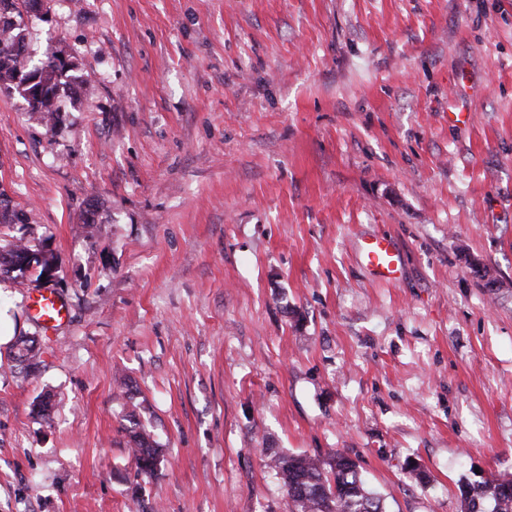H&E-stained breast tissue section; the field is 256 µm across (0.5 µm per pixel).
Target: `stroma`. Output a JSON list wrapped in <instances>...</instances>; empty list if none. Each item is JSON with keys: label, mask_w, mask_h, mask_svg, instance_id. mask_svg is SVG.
<instances>
[{"label": "stroma", "mask_w": 512, "mask_h": 512, "mask_svg": "<svg viewBox=\"0 0 512 512\" xmlns=\"http://www.w3.org/2000/svg\"><path fill=\"white\" fill-rule=\"evenodd\" d=\"M21 27L73 70L50 126L0 86V246L56 265L0 297L33 347L0 345V512H287L271 449L344 452L388 512L512 475V0H43ZM361 259L380 280L396 279L401 268V255L395 241L387 236H375L363 241ZM30 312L45 327L53 328L69 319L70 311L52 288H44L31 302ZM129 437L134 448L138 473L144 475L152 473L163 460L160 446L144 428L130 430Z\"/></svg>", "instance_id": "1"}]
</instances>
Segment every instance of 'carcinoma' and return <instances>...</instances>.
I'll return each instance as SVG.
<instances>
[{"label": "carcinoma", "instance_id": "1", "mask_svg": "<svg viewBox=\"0 0 512 512\" xmlns=\"http://www.w3.org/2000/svg\"><path fill=\"white\" fill-rule=\"evenodd\" d=\"M20 2L27 0H0V81L14 83L12 89L22 97L30 90L27 81H36L38 93L27 100L28 109L50 126L56 115L53 100L69 79L68 66L54 52L37 60L21 52L24 36L10 19L19 12ZM29 252L31 247L21 243L0 250V277L10 275V267ZM129 437L138 473H152L163 460L158 443L143 428L129 431ZM266 464L286 491L289 512H387L383 497L367 487L356 463L341 451L325 460L273 453L267 455ZM461 497L463 512H512V479L492 476L467 481L461 485Z\"/></svg>", "mask_w": 512, "mask_h": 512}]
</instances>
